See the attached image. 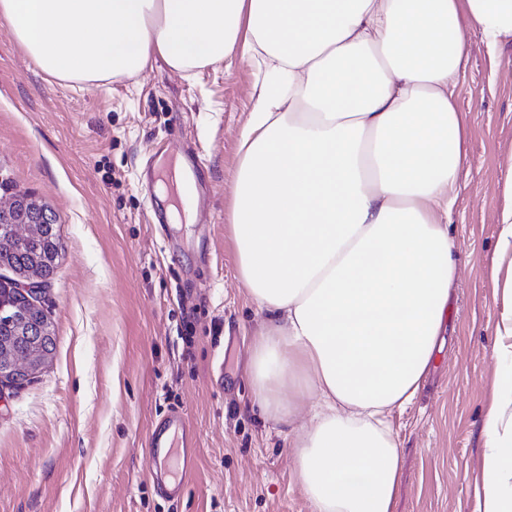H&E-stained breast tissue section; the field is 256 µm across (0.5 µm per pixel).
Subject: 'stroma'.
<instances>
[{"instance_id": "stroma-1", "label": "stroma", "mask_w": 512, "mask_h": 512, "mask_svg": "<svg viewBox=\"0 0 512 512\" xmlns=\"http://www.w3.org/2000/svg\"><path fill=\"white\" fill-rule=\"evenodd\" d=\"M457 107L466 159L448 234L458 277L439 350L394 413L395 512H473L499 305L489 281L498 182L512 165V42L467 34ZM260 75L251 62L186 77L155 62L100 87L45 75L0 22V197L57 217L63 255L41 304L56 349L30 383L0 387V512H312L288 430L250 385L265 315L239 278L230 187ZM198 160V222L163 236L147 161ZM196 431L197 472L177 498L153 480L147 435L170 410Z\"/></svg>"}]
</instances>
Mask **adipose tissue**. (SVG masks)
<instances>
[{
  "instance_id": "obj_1",
  "label": "adipose tissue",
  "mask_w": 512,
  "mask_h": 512,
  "mask_svg": "<svg viewBox=\"0 0 512 512\" xmlns=\"http://www.w3.org/2000/svg\"><path fill=\"white\" fill-rule=\"evenodd\" d=\"M0 19L44 73L80 86L159 59L187 75L264 65L232 188L238 273L267 315L251 385L292 435L312 512H393L391 415L432 366L458 275L467 32L491 50L512 40V0H0ZM500 192L474 512H512V166Z\"/></svg>"
}]
</instances>
